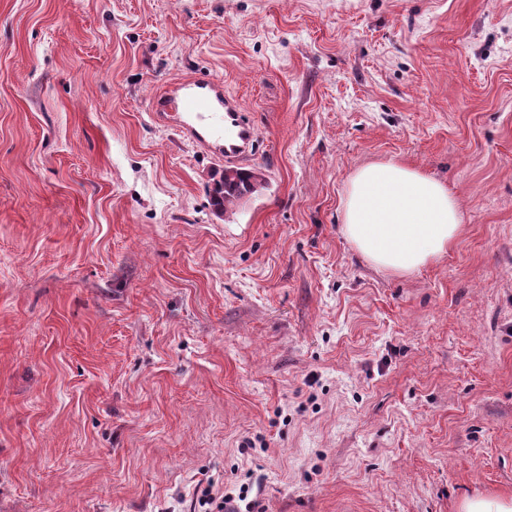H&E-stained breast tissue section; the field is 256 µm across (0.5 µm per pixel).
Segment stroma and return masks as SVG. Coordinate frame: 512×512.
I'll list each match as a JSON object with an SVG mask.
<instances>
[{"label":"stroma","instance_id":"stroma-1","mask_svg":"<svg viewBox=\"0 0 512 512\" xmlns=\"http://www.w3.org/2000/svg\"><path fill=\"white\" fill-rule=\"evenodd\" d=\"M243 104L266 184L156 112ZM448 184L409 275L347 182ZM458 512L512 498V0H0V512ZM344 236L377 267L412 273L460 234L457 198L443 182L387 162L358 169L343 202ZM263 174L256 171L238 168H224L220 179L214 184L216 187L209 189L212 204L217 210L224 212L228 206L240 201L244 197L253 194L256 186H261ZM193 511H196L198 505L199 508L204 510H198L203 512H242L239 504L235 501V497L231 493H225L222 491H214L212 485H208L196 491L195 497L192 500ZM512 499L496 496L476 497L464 500L459 512H511Z\"/></svg>","mask_w":512,"mask_h":512}]
</instances>
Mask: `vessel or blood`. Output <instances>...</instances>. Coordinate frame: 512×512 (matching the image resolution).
<instances>
[{"label":"vessel or blood","instance_id":"obj_1","mask_svg":"<svg viewBox=\"0 0 512 512\" xmlns=\"http://www.w3.org/2000/svg\"><path fill=\"white\" fill-rule=\"evenodd\" d=\"M161 112L190 114L205 130L208 147L225 159L248 160L256 134L246 121L238 100L224 93L220 82L182 81L157 102Z\"/></svg>","mask_w":512,"mask_h":512}]
</instances>
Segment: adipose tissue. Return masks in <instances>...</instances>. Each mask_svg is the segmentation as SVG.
Instances as JSON below:
<instances>
[{
	"label": "adipose tissue",
	"instance_id": "adipose-tissue-1",
	"mask_svg": "<svg viewBox=\"0 0 512 512\" xmlns=\"http://www.w3.org/2000/svg\"><path fill=\"white\" fill-rule=\"evenodd\" d=\"M461 224L457 198L417 170L372 163L348 181L342 232L377 267L400 274L418 270L447 252Z\"/></svg>",
	"mask_w": 512,
	"mask_h": 512
}]
</instances>
